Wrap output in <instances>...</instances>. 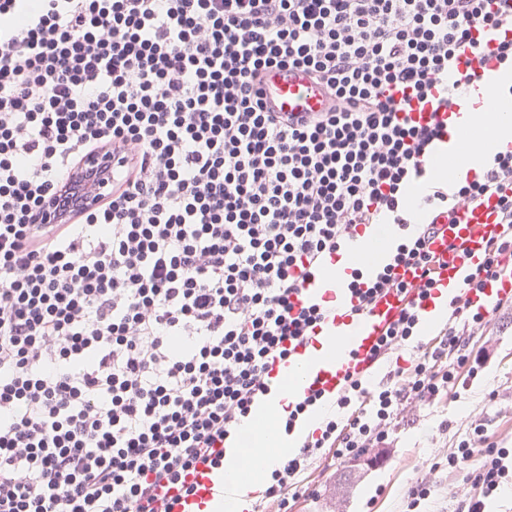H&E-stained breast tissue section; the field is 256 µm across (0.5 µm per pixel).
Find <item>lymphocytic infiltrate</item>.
I'll return each mask as SVG.
<instances>
[{
  "instance_id": "f902f5d3",
  "label": "lymphocytic infiltrate",
  "mask_w": 512,
  "mask_h": 512,
  "mask_svg": "<svg viewBox=\"0 0 512 512\" xmlns=\"http://www.w3.org/2000/svg\"><path fill=\"white\" fill-rule=\"evenodd\" d=\"M508 29L512 0H0V512H174L169 487L222 467L269 368L335 310L294 299L360 231L389 224L399 243L347 290L409 299L373 362L417 334L439 219L495 193L503 231L464 283L500 278L512 152L462 182L428 175L440 127L400 119L389 90L459 100L473 81L457 50L484 31L512 69ZM288 65L334 110L297 125L265 111L260 76ZM99 145L117 190L78 223H38L68 208L56 187ZM459 345L449 329L416 349L401 384L352 378L342 416L280 455L266 512H288L313 457L387 447L403 401L447 397ZM444 464L475 490L462 512L512 481V448L480 427Z\"/></svg>"
}]
</instances>
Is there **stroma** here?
I'll return each instance as SVG.
<instances>
[{
	"label": "stroma",
	"instance_id": "obj_1",
	"mask_svg": "<svg viewBox=\"0 0 512 512\" xmlns=\"http://www.w3.org/2000/svg\"><path fill=\"white\" fill-rule=\"evenodd\" d=\"M463 354L484 362L477 375L459 369L455 396L409 404L391 425V444L381 464L370 467L329 455L313 457L296 477L306 490L289 512H403L408 489L427 479L434 487L420 512H456L472 489L448 469L431 470L438 452L455 447L475 426L491 440L512 446V306L490 314L468 331ZM317 495H308V488Z\"/></svg>",
	"mask_w": 512,
	"mask_h": 512
}]
</instances>
